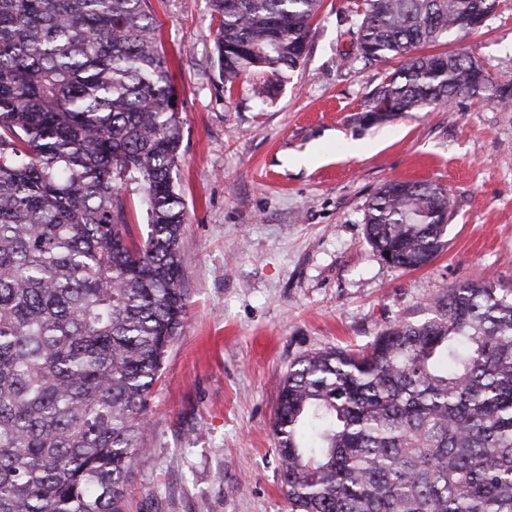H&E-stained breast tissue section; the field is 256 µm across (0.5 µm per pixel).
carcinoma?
Here are the masks:
<instances>
[{"label":"carcinoma","instance_id":"carcinoma-1","mask_svg":"<svg viewBox=\"0 0 512 512\" xmlns=\"http://www.w3.org/2000/svg\"><path fill=\"white\" fill-rule=\"evenodd\" d=\"M219 74L267 73L272 95L307 53L322 0H208ZM497 0H364L360 58L404 63L372 90L384 118L459 97L512 104L463 53ZM181 122L146 0H0V512H125L150 401L188 293ZM149 219L130 228L123 184ZM448 192L391 181L363 215L393 267L446 246ZM431 316L361 349L298 357L274 422L291 512H512V289H442ZM123 193L132 204L130 222L133 234L138 238L146 237L148 217L145 207L141 204L142 193L139 186L136 183L129 182L124 185Z\"/></svg>","mask_w":512,"mask_h":512}]
</instances>
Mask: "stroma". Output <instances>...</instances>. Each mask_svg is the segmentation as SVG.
Returning <instances> with one entry per match:
<instances>
[{
	"label": "stroma",
	"instance_id": "1",
	"mask_svg": "<svg viewBox=\"0 0 512 512\" xmlns=\"http://www.w3.org/2000/svg\"><path fill=\"white\" fill-rule=\"evenodd\" d=\"M361 0H324L308 52L271 98L225 86L208 0H148L183 122L174 181L188 319L148 414L126 512H290L273 430L290 364L360 348L472 279L512 288V107L472 99L366 124L369 93L399 60L356 58ZM450 50L512 78V0ZM447 188L446 248L402 270L368 242L383 184Z\"/></svg>",
	"mask_w": 512,
	"mask_h": 512
}]
</instances>
